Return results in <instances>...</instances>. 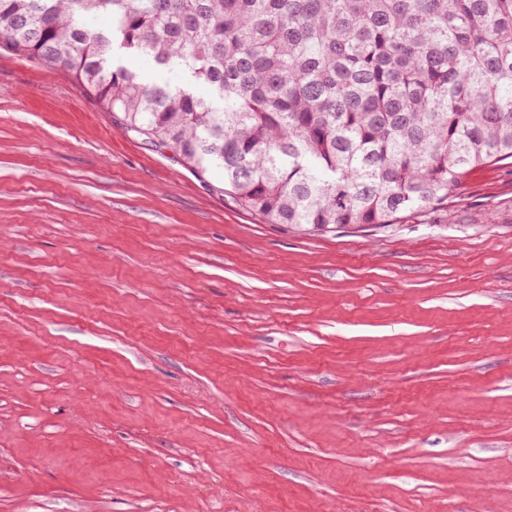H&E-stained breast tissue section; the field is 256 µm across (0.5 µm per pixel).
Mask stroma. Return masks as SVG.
<instances>
[{
	"instance_id": "stroma-1",
	"label": "stroma",
	"mask_w": 512,
	"mask_h": 512,
	"mask_svg": "<svg viewBox=\"0 0 512 512\" xmlns=\"http://www.w3.org/2000/svg\"><path fill=\"white\" fill-rule=\"evenodd\" d=\"M0 512H512V161L307 233L1 45Z\"/></svg>"
}]
</instances>
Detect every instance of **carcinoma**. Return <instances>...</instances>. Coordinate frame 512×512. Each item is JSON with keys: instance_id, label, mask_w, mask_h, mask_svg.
<instances>
[{"instance_id": "obj_1", "label": "carcinoma", "mask_w": 512, "mask_h": 512, "mask_svg": "<svg viewBox=\"0 0 512 512\" xmlns=\"http://www.w3.org/2000/svg\"><path fill=\"white\" fill-rule=\"evenodd\" d=\"M0 43L268 224H398L512 159V0H0Z\"/></svg>"}]
</instances>
